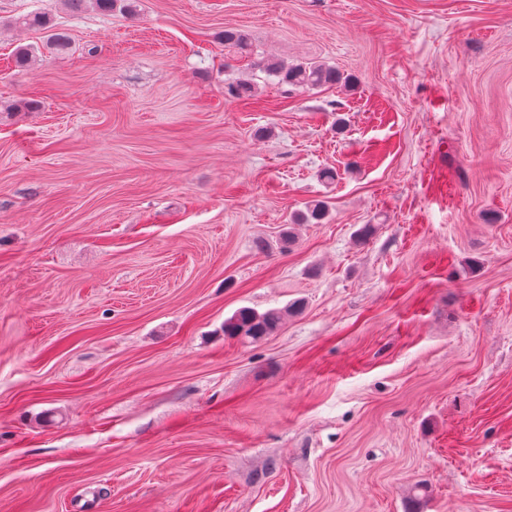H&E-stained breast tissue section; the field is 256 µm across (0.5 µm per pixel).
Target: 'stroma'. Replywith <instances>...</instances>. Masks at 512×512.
<instances>
[{"label": "stroma", "instance_id": "stroma-1", "mask_svg": "<svg viewBox=\"0 0 512 512\" xmlns=\"http://www.w3.org/2000/svg\"><path fill=\"white\" fill-rule=\"evenodd\" d=\"M244 308L285 317L225 336ZM418 484L512 512V0H0V512H408ZM15 23L25 28L43 30L49 33L48 37L51 44L58 49H67L69 46V38L66 33L56 29L53 18L46 12H30L19 17ZM257 66L268 77H273L278 84L298 89L316 88L339 82L336 70L316 62L282 64L270 60H261ZM283 315L280 309H270L263 313L241 310L224 321V334L256 341L277 332Z\"/></svg>", "mask_w": 512, "mask_h": 512}]
</instances>
